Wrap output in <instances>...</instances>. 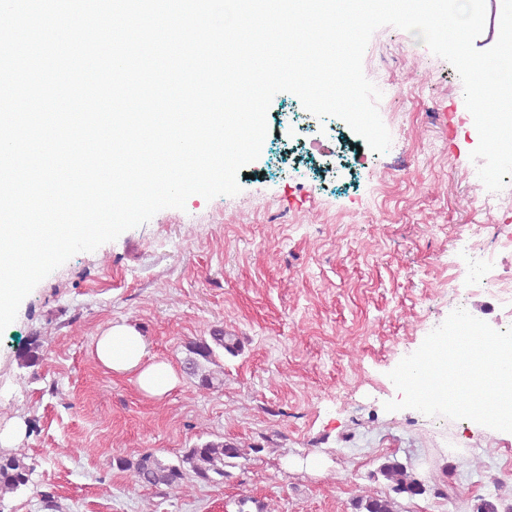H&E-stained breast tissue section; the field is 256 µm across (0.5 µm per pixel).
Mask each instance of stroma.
Wrapping results in <instances>:
<instances>
[{"label": "stroma", "mask_w": 512, "mask_h": 512, "mask_svg": "<svg viewBox=\"0 0 512 512\" xmlns=\"http://www.w3.org/2000/svg\"><path fill=\"white\" fill-rule=\"evenodd\" d=\"M412 40L384 26L363 56L382 92L386 153L330 117L317 119L318 141L292 139L269 109L240 193L163 209L73 255L23 299L0 333V428L25 422L19 448L35 471L0 512H236L242 495L281 512H354L363 492L390 493L376 474L389 458L436 480L424 495L396 496L397 512L512 503L511 433L385 408L401 397L390 371L453 310L512 325V307L491 294L439 291L449 267L471 264L474 230L483 257L512 276V250L497 240L512 207L490 224L471 212L485 185L471 159L479 136L459 126L462 81L430 50L410 54ZM123 321L176 369L186 343L215 324L242 350L219 357L223 387L202 391L181 374L151 399L91 355L93 336ZM32 334L44 359L23 368L16 347ZM220 437L255 452L222 483L187 478L176 499L112 465L144 452L173 461Z\"/></svg>", "instance_id": "obj_1"}]
</instances>
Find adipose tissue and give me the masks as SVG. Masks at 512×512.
Instances as JSON below:
<instances>
[{
    "mask_svg": "<svg viewBox=\"0 0 512 512\" xmlns=\"http://www.w3.org/2000/svg\"><path fill=\"white\" fill-rule=\"evenodd\" d=\"M92 354L105 371L130 377L146 396L162 398L179 382L168 363L149 358L138 328L128 323L112 324L95 337Z\"/></svg>",
    "mask_w": 512,
    "mask_h": 512,
    "instance_id": "1",
    "label": "adipose tissue"
}]
</instances>
